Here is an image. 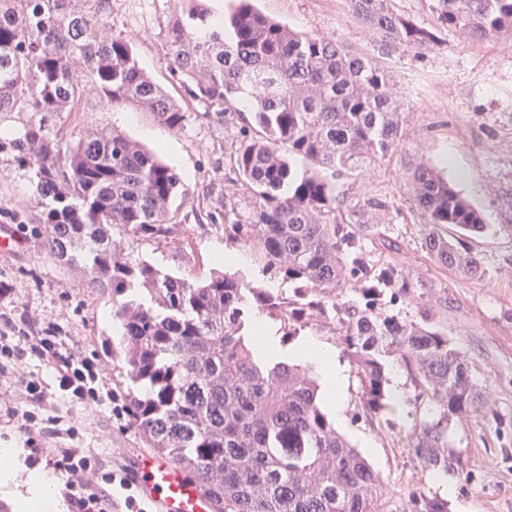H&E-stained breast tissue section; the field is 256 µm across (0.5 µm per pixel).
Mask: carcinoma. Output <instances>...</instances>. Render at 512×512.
I'll list each match as a JSON object with an SVG mask.
<instances>
[{"instance_id":"cac0c4a2","label":"carcinoma","mask_w":512,"mask_h":512,"mask_svg":"<svg viewBox=\"0 0 512 512\" xmlns=\"http://www.w3.org/2000/svg\"><path fill=\"white\" fill-rule=\"evenodd\" d=\"M92 2L77 11L73 0H0V121L13 122L0 151L31 171L45 253L112 300L124 336L112 354L132 383V425L187 472L214 512H388L378 475L336 431L311 370L260 361L244 334L253 308L307 324L336 309L343 288L366 297L395 283L396 271L371 266L359 245L384 203L349 204L333 183L398 145L402 112L387 76L331 39L268 19L251 0L222 20L201 0H182L168 28V68L202 108L196 116L242 102L250 112L230 160L253 192L247 228L263 269L295 284L296 299L220 271L196 283L113 249L117 232H172L170 204L185 194L179 173L117 131L74 138L57 126L92 97L135 104L171 130L187 120L141 69L131 39L99 31L109 0ZM349 2L366 27L418 49L435 45L440 29L471 40L512 31V0H434L435 30L398 13L393 0ZM298 161L312 171L298 175ZM411 181L430 257L459 276L482 273L478 256L442 232L454 224L479 233L481 213L428 165ZM336 331L371 414L386 407L388 363L403 364L436 408L415 422L409 447L424 468L459 473L448 422L488 408V399L448 336L354 304ZM400 512H448V503L415 492Z\"/></svg>"}]
</instances>
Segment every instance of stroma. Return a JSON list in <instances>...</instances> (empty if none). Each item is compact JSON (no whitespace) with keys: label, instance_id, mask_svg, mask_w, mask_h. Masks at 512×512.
<instances>
[{"label":"stroma","instance_id":"35a3bbf8","mask_svg":"<svg viewBox=\"0 0 512 512\" xmlns=\"http://www.w3.org/2000/svg\"><path fill=\"white\" fill-rule=\"evenodd\" d=\"M254 5L294 31L334 39L352 54L373 60L401 98L404 122L395 151L357 179L337 181L336 192L384 203L362 250L369 263L395 267L399 280L372 299L373 312L447 332L490 399L489 410L448 428V444L463 469L451 491L440 488L436 475L409 447L415 421L431 407L415 401L417 389L404 366L396 363L389 369L394 403L371 416L355 368L340 351L336 314L293 332L276 321L282 348L308 338L337 350L345 381L339 405L329 416L378 473L390 512H397L415 491L446 500L448 512H512V32L476 41L448 30L433 48L421 50L383 41L354 18L348 0H254ZM178 6V0H112L111 11L99 18L106 31L132 38L140 65L169 91L174 85L164 60L165 34ZM242 125L230 110L220 118L188 117L184 129L173 132L134 105L91 101L70 112L63 129H116L160 149L182 175L186 194L172 206L173 238L120 235L118 251L202 281L215 267L211 248L220 244L246 256L237 275L260 287L277 284L279 294L290 299L292 284L264 271L257 249L227 230L228 224L244 221L251 208V195L237 184L230 162ZM420 164L440 170L481 213L484 233L464 236L456 226L447 228L449 236L463 237L479 257L481 275L457 276L428 255L409 180ZM29 176L15 153L0 152V225L13 227L26 241L20 252L0 253V280L12 288L0 298V322L11 319L23 330L45 319L56 322L74 350L106 362L112 392L111 400L94 407L56 397L51 408L38 411L34 427L47 447L75 448L113 469L131 470L133 459L147 447L125 412L130 382L123 365L108 359L101 346L104 338L117 335L116 321L103 317L111 304L87 287L81 271L61 267L43 252L34 233L38 211ZM213 210L219 213L214 222L208 218ZM183 236L190 247L179 253L173 240Z\"/></svg>","mask_w":512,"mask_h":512}]
</instances>
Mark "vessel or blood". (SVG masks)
<instances>
[{"label":"vessel or blood","mask_w":512,"mask_h":512,"mask_svg":"<svg viewBox=\"0 0 512 512\" xmlns=\"http://www.w3.org/2000/svg\"><path fill=\"white\" fill-rule=\"evenodd\" d=\"M134 470L138 496L151 512H213L211 500L174 461L146 454Z\"/></svg>","instance_id":"1"}]
</instances>
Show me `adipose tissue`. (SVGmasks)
Returning a JSON list of instances; mask_svg holds the SVG:
<instances>
[{
	"instance_id": "adipose-tissue-1",
	"label": "adipose tissue",
	"mask_w": 512,
	"mask_h": 512,
	"mask_svg": "<svg viewBox=\"0 0 512 512\" xmlns=\"http://www.w3.org/2000/svg\"><path fill=\"white\" fill-rule=\"evenodd\" d=\"M253 330L257 335V351L262 357L314 367L328 396H335L344 381L335 351L309 340L292 351H283L274 329L260 316L256 317ZM20 455L18 448H0V493L12 496L17 512H62L56 481L48 471H33L25 489L12 488V475L20 463Z\"/></svg>"
}]
</instances>
